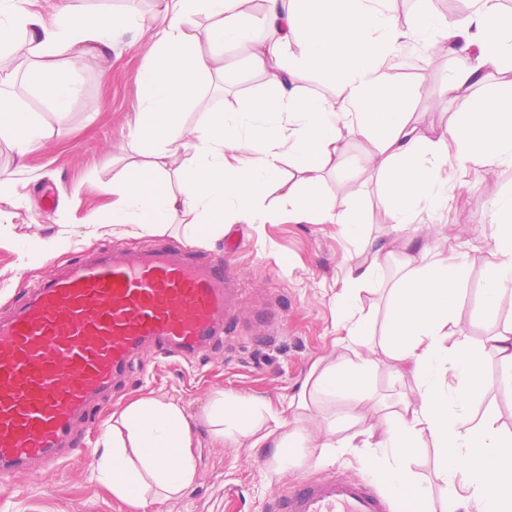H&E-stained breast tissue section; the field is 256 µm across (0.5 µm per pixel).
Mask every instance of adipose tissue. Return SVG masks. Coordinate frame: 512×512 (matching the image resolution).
I'll use <instances>...</instances> for the list:
<instances>
[{
  "mask_svg": "<svg viewBox=\"0 0 512 512\" xmlns=\"http://www.w3.org/2000/svg\"><path fill=\"white\" fill-rule=\"evenodd\" d=\"M241 2L157 0L155 41L140 78L133 133L144 160L131 163L113 184L103 229L125 236L146 225L162 231L176 220L186 241L200 244L223 235L228 224L286 218L338 225L367 255L349 268L336 295V343L348 354L313 367L288 403L291 419L270 413L273 426L256 447L273 449L280 471L288 468L294 448H313L322 461L358 440L381 448L384 480L398 512H430L425 488L402 465L411 449L428 440L439 454L437 476L449 490L442 512H512V433L504 434L491 417L468 424L458 415L483 382L482 356L464 340L459 320L466 262L417 238L405 240L383 336L375 338L358 299L381 279L392 252L387 241L365 235L361 211H336L320 191L324 169L342 166L350 134L376 144L366 163L383 181L387 222L395 229L423 223L446 207L465 188L468 164L512 166V18L502 17L493 0H481L463 19L425 13L407 27L389 11L388 0H265L254 25L243 19ZM197 14L210 21L201 39L185 29ZM134 25L131 15L106 6L88 13L80 0L51 13L26 8L22 0H0V81L10 79L9 52L24 38L35 59L31 84L52 112H68L77 90L57 57L81 47L111 48ZM413 41L426 49L446 46L458 62L445 87L457 106L455 120L440 132L411 124L405 112L410 90L392 73L397 53ZM291 42L299 44V55H284ZM228 47L247 51L265 77V92L238 111L214 112L205 125L185 128L183 112L223 79ZM307 71L329 74L341 103L304 94L300 82ZM488 77L501 78L503 91L476 94ZM3 136L23 154L46 131L37 116L0 93ZM190 147L193 163H181ZM173 177L179 190L169 186ZM483 222L498 255L481 284L483 304L512 308V194L497 198ZM451 336L456 342L449 347ZM380 357L416 379L400 410L380 426L363 425L341 438L332 423L311 432L305 423L309 396L353 395L372 403L366 380ZM253 412L250 400H218L209 414L215 436L248 434ZM96 472L121 499L181 494L196 479L193 432L183 408L155 398L132 402L104 437Z\"/></svg>",
  "mask_w": 512,
  "mask_h": 512,
  "instance_id": "obj_1",
  "label": "adipose tissue"
}]
</instances>
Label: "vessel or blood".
Here are the masks:
<instances>
[{"label":"vessel or blood","instance_id":"b4317fda","mask_svg":"<svg viewBox=\"0 0 512 512\" xmlns=\"http://www.w3.org/2000/svg\"><path fill=\"white\" fill-rule=\"evenodd\" d=\"M235 275L223 255L159 240L78 259L0 319V484L64 457L95 403L124 383L145 348L192 360L230 335ZM272 512H391L367 482L294 481Z\"/></svg>","mask_w":512,"mask_h":512}]
</instances>
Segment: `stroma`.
Returning <instances> with one entry per match:
<instances>
[{
    "label": "stroma",
    "instance_id": "obj_1",
    "mask_svg": "<svg viewBox=\"0 0 512 512\" xmlns=\"http://www.w3.org/2000/svg\"><path fill=\"white\" fill-rule=\"evenodd\" d=\"M89 9L108 6L133 15L138 26L124 35L115 49L85 51L79 57L59 58L79 92L69 112L57 115L24 78L10 91L23 109L48 124V135L26 155H18L9 139L0 137V175L14 179L22 201L10 210V222L0 229V317L23 299V291L54 268L73 263L82 253L100 248L143 249L164 237L182 242L178 223L161 233L92 236L94 224L112 208V181L129 163L134 142L131 126L139 110V77L157 25L153 0H86ZM473 8L471 0H390L392 14L414 22L431 12L459 20ZM400 78L413 89L408 107L410 120L422 127L445 129L456 110L443 88L455 68L443 52L402 53L396 60ZM265 81L255 72L247 53L236 47L224 50L222 89H206L200 101L182 115L185 127L206 123L210 113L233 112L262 92ZM373 144L362 137L348 139L342 170H325L322 190L336 211L362 209L370 237L403 242L421 234L442 251L462 254L469 277L462 295L460 319L469 343L481 346L491 334L512 323V310L487 312L480 283L497 257L484 236L482 215L502 194L512 192V167L494 170L470 165L465 179L469 191L456 197L434 219L429 229L412 225L394 231L386 220L380 184L364 170ZM67 232L70 246L61 256L28 268L20 251L32 238ZM200 253H223L235 273L240 296L235 314L237 331L222 346L193 361L164 358L145 350L135 361L124 388L103 397L98 426L79 435L81 450L67 453L59 464L44 468L39 477L20 476L0 487V512H269L273 499L294 480L331 474L358 477L384 489L380 475L381 451L342 448L335 462L321 463L306 449L295 465L274 471L270 455L253 447L252 437L233 433L216 440L206 420L214 400L224 394L252 399L283 412L289 398L305 382L313 364L334 360L343 350L336 344V294L344 276L360 261V245L344 237L333 224H233L223 238L199 245ZM268 315L277 334L273 340L254 335L257 315ZM484 384L470 398L468 413L492 415L498 426L512 432V386L499 381L501 366L492 354L482 360ZM369 385L376 405L354 398L325 399L311 404L307 416L311 429L343 422L349 415L375 423L415 386L411 375L399 376L391 361H378ZM139 398H162L179 403L193 428L197 475L180 495L136 508L115 497L96 476L97 450L113 418ZM405 466L421 481L433 512H441L448 495L435 474L436 451L424 444L409 454Z\"/></svg>",
    "mask_w": 512,
    "mask_h": 512
}]
</instances>
